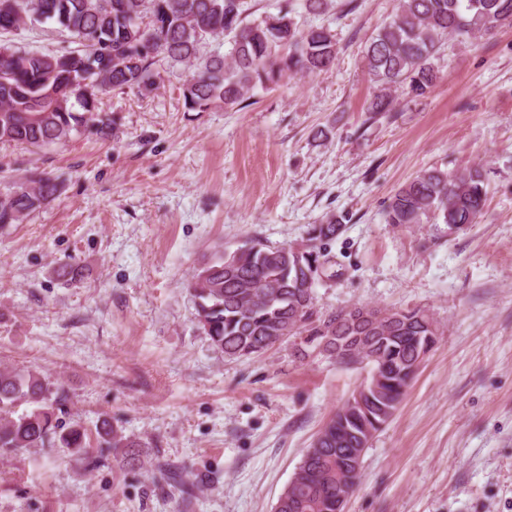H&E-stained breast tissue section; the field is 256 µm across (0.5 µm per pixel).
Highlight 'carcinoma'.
Instances as JSON below:
<instances>
[{"mask_svg": "<svg viewBox=\"0 0 512 512\" xmlns=\"http://www.w3.org/2000/svg\"><path fill=\"white\" fill-rule=\"evenodd\" d=\"M37 13L68 31L79 47L42 52L0 43L9 51L0 54V142L42 147L69 141L87 126L108 134L113 120L99 112L101 95L110 88L142 96L157 90L158 56L193 68L182 88L189 112L233 109L251 92L276 86L290 74H317L336 63L330 29H301L286 5L248 21L243 0H0V33L18 29ZM506 25H512V0H398L392 20L365 46L377 83L368 111H389L393 87L424 95L436 80L432 60L443 38L484 36ZM221 37L229 38L227 52L205 51L207 42ZM108 52L118 60L110 70L102 66ZM57 192L55 180L30 173L0 196V229L23 223ZM485 200L482 167L457 174L433 167L394 194L386 219L408 227L432 218L451 234L478 223ZM341 231L333 222L311 224V246L304 251L252 241L215 256L194 275L198 328L232 359L298 337L305 352L318 349L338 364L354 363L345 358V344L367 335L364 325L348 323L340 309L329 320L315 303L320 277L338 276L326 245ZM442 334L421 308L393 310L373 341L377 360L362 383L361 400L343 405L322 427L319 447L305 449L297 484L284 488L274 512H343L357 479L345 476L344 466L354 449L392 419L410 386L406 369L432 351ZM50 395L52 384L39 374L0 370L1 459L30 448H67L79 455L88 446L83 425L64 418L66 396ZM20 402L32 409L17 416ZM98 435L108 448L138 447L105 420Z\"/></svg>", "mask_w": 512, "mask_h": 512, "instance_id": "cac0c4a2", "label": "carcinoma"}]
</instances>
